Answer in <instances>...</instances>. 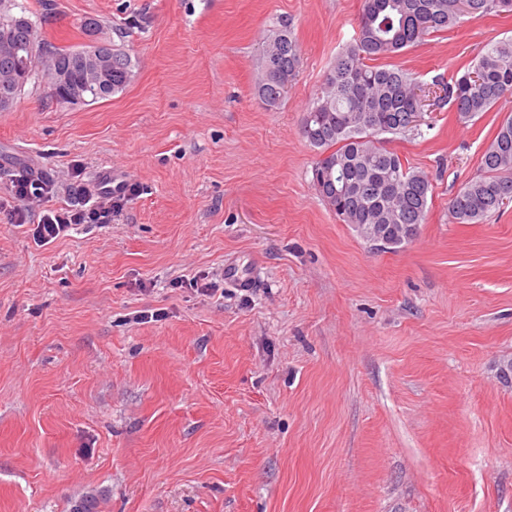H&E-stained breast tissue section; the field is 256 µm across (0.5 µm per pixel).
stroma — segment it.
Instances as JSON below:
<instances>
[{"mask_svg": "<svg viewBox=\"0 0 512 512\" xmlns=\"http://www.w3.org/2000/svg\"><path fill=\"white\" fill-rule=\"evenodd\" d=\"M20 2L55 46L96 22L135 77L63 105L33 73L0 111V198L21 171L55 207L104 173L138 192L45 246L38 214L0 222V512H512V203L448 212L503 113L388 139L433 197L383 248L323 203L300 134L361 0ZM285 23L302 65L272 110L258 59ZM510 38L512 14L467 17L391 62L428 86Z\"/></svg>", "mask_w": 512, "mask_h": 512, "instance_id": "35a3bbf8", "label": "stroma"}]
</instances>
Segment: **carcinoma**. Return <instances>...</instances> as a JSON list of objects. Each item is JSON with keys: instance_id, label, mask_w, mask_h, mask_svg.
<instances>
[{"instance_id": "carcinoma-1", "label": "carcinoma", "mask_w": 512, "mask_h": 512, "mask_svg": "<svg viewBox=\"0 0 512 512\" xmlns=\"http://www.w3.org/2000/svg\"><path fill=\"white\" fill-rule=\"evenodd\" d=\"M511 13L512 0H362L356 36L337 57L301 125V135L319 150L312 182L331 180L335 191L321 200L339 221L351 225L368 242L386 238L399 246L414 238L426 221L433 196L429 175L407 167L385 145V135L407 136L417 127L406 115L422 112L426 95L414 74L397 65L380 64L418 45L431 33L456 28L463 16ZM8 43L0 47V91L17 97L43 56L66 68L74 83L84 84L88 67L81 49L48 47L35 24L23 16L0 12ZM112 69L101 80L111 94L130 85L131 58L112 44ZM301 66V51L291 26L284 24L262 49V76L257 93L272 108L286 98L271 78L279 72L292 82ZM440 95L462 120H470L512 101V40L501 41L477 56L463 73L435 81ZM483 174L461 185L449 202L456 224H479L512 202V118L504 119L480 162Z\"/></svg>"}]
</instances>
